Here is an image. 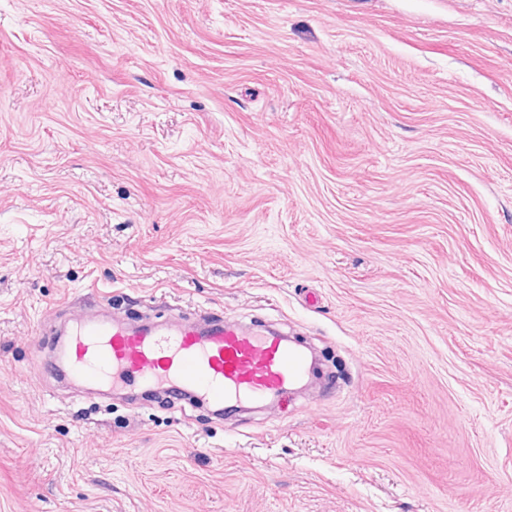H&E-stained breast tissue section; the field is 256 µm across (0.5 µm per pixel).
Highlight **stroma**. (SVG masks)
Segmentation results:
<instances>
[{
  "instance_id": "1",
  "label": "stroma",
  "mask_w": 512,
  "mask_h": 512,
  "mask_svg": "<svg viewBox=\"0 0 512 512\" xmlns=\"http://www.w3.org/2000/svg\"><path fill=\"white\" fill-rule=\"evenodd\" d=\"M94 300L323 377L88 393ZM0 512H512V0H0Z\"/></svg>"
}]
</instances>
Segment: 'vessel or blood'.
I'll return each mask as SVG.
<instances>
[{"label":"vessel or blood","instance_id":"1","mask_svg":"<svg viewBox=\"0 0 512 512\" xmlns=\"http://www.w3.org/2000/svg\"><path fill=\"white\" fill-rule=\"evenodd\" d=\"M58 363L89 388L140 382L171 393L188 389L221 408L278 399L304 377L308 357L287 337L221 321L133 326L84 318L60 346Z\"/></svg>","mask_w":512,"mask_h":512}]
</instances>
